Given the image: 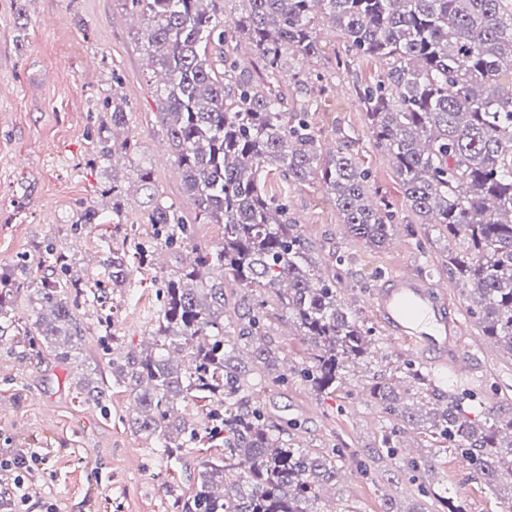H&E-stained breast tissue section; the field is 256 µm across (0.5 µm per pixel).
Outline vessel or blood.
I'll return each mask as SVG.
<instances>
[{
	"mask_svg": "<svg viewBox=\"0 0 512 512\" xmlns=\"http://www.w3.org/2000/svg\"><path fill=\"white\" fill-rule=\"evenodd\" d=\"M371 304L390 335L410 341L429 361L459 366L463 327L448 306L445 283L403 269L375 290Z\"/></svg>",
	"mask_w": 512,
	"mask_h": 512,
	"instance_id": "vessel-or-blood-1",
	"label": "vessel or blood"
}]
</instances>
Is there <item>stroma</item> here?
<instances>
[{
	"label": "stroma",
	"mask_w": 512,
	"mask_h": 512,
	"mask_svg": "<svg viewBox=\"0 0 512 512\" xmlns=\"http://www.w3.org/2000/svg\"><path fill=\"white\" fill-rule=\"evenodd\" d=\"M144 26L126 0H25L17 17L15 0H0V269L41 276L46 250L79 260L86 275L96 272L102 237L112 233V202L102 186L120 177L126 199L122 221L136 224L149 205L136 167L152 166L160 199L180 207L193 220L195 243L217 244L223 230L195 222L157 114L154 89L159 76L134 36ZM322 52L303 60L285 57L288 73L307 80L318 108L309 119L321 152L336 150L349 138V151L369 171L370 192L389 204L398 224L389 243L371 248L355 241L341 224L320 185L288 191L289 217L316 248V258L336 280L337 288L367 326L375 341L367 361L352 367L336 394L314 395L297 376L287 386L263 385L261 398L288 422L296 444L330 453L343 449V477L330 489L337 504L352 512H435V495L453 498L463 512H512V478L487 485L464 468L459 451L440 448L427 477L430 496L421 497L398 471L426 448V441L401 439L394 458L367 461L391 418L369 395L375 374L398 372L405 361L418 362L441 393L461 391L466 415L475 422L512 417V356L481 333L468 315L462 287L448 272V254L462 250L459 241L437 238L429 225L416 223L402 186L388 159L376 148L368 117L357 92L373 83L379 66L371 58L351 71L337 73L344 51L331 31L321 35ZM123 102V135L135 140L132 157H113L110 164L91 160L101 125L109 123L113 101ZM98 210L100 222L80 225L85 208ZM176 256L157 246L151 269L136 270L132 288L115 295L117 333L123 351L141 350L160 309L161 278ZM413 266L424 276L447 282L448 303L462 323L460 355L467 375L422 360L411 343L391 336L375 316L370 299L382 275ZM108 385L106 406L84 400L80 381ZM133 397L115 384L97 337H86L71 360L60 362L42 352L17 330L0 337V457L38 452L41 464L24 475L0 470V496L23 480L33 502L27 512H174L168 493L188 491L197 458L166 459L152 441L130 424ZM369 461V460H368Z\"/></svg>",
	"instance_id": "stroma-1"
}]
</instances>
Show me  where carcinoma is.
Wrapping results in <instances>:
<instances>
[{
	"mask_svg": "<svg viewBox=\"0 0 512 512\" xmlns=\"http://www.w3.org/2000/svg\"><path fill=\"white\" fill-rule=\"evenodd\" d=\"M145 26L140 44L160 69L158 119L166 132L195 217L224 229L216 245L192 243L193 225L154 198L144 223L167 247L192 259L167 278L153 342L127 353L112 372L133 395L132 427L169 459L185 448H214L201 459L176 512H335L323 506L343 457L295 446L252 388L272 372L270 330L287 321L307 348L296 372L318 396L347 381L350 363L369 354L364 326L314 257L300 226L288 219V196L265 187L275 170L287 185L316 182L333 196L350 235L384 246L395 224L389 205L370 193L369 173L340 147L322 155L306 108H288L282 60L321 52L330 26L349 69L358 56L381 68L360 91L375 145L387 155L418 223L437 236L467 241L448 257L467 312L482 335L512 356V0H240L231 19L262 67L254 81L235 73L224 30L223 0H128ZM137 144L103 137L104 161L132 155ZM140 226L117 223L115 246H101V277L73 273L50 253L39 278L0 273V321L13 324L27 299L36 336L60 361L85 338L77 309L92 308L100 337L114 338L113 295L131 287L134 267L150 266L153 246ZM239 286L236 331L224 330V278ZM404 380L374 376L370 396L398 427L375 453L393 454L401 433L425 434L459 450L485 482L512 469V418L476 423L453 399L429 407L434 379L411 360ZM429 461L408 460L405 478L428 493Z\"/></svg>",
	"mask_w": 512,
	"mask_h": 512,
	"instance_id": "obj_1",
	"label": "carcinoma"
}]
</instances>
